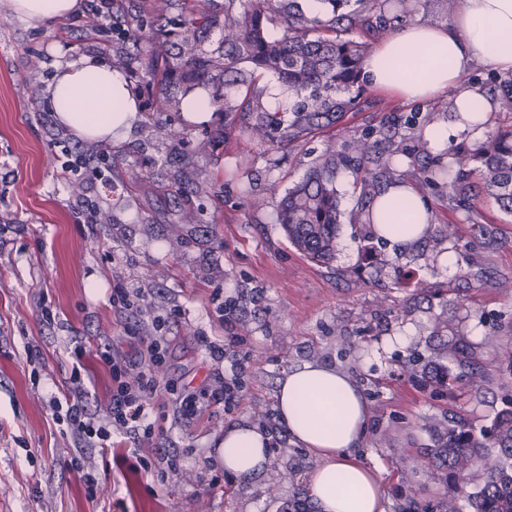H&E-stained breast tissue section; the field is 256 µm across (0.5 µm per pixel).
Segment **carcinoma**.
Segmentation results:
<instances>
[{"label":"carcinoma","mask_w":512,"mask_h":512,"mask_svg":"<svg viewBox=\"0 0 512 512\" xmlns=\"http://www.w3.org/2000/svg\"><path fill=\"white\" fill-rule=\"evenodd\" d=\"M432 0H320L323 15H309L299 0H128L112 14V48L122 57L131 96L145 111L161 116L183 109L187 97L209 91V104L224 113V127L199 147L214 152L231 138L238 117L250 116L249 130L260 145L273 147L337 126L361 103L359 82L368 41L340 36L358 30L374 36L400 24ZM216 47H206L212 35ZM270 74L286 91L282 106L262 107L257 80ZM495 101L512 112V77L497 80ZM448 164L431 155L424 133L407 154L390 152L375 168L361 166L375 156V142L362 135L351 152L326 151L305 177L284 193L278 223L293 247L313 262L332 260L337 247L339 166L356 174L366 201L353 221L373 225L374 238L387 241L389 224L373 223V200L393 180L403 158H423L415 192L442 185L448 169V201L463 207L471 180L500 210L512 214V132L490 133L469 152L446 151ZM440 464L469 485V512H512V408L498 412L481 432L459 417L445 420L440 446L416 464Z\"/></svg>","instance_id":"obj_1"}]
</instances>
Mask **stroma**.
<instances>
[{
    "label": "stroma",
    "mask_w": 512,
    "mask_h": 512,
    "mask_svg": "<svg viewBox=\"0 0 512 512\" xmlns=\"http://www.w3.org/2000/svg\"><path fill=\"white\" fill-rule=\"evenodd\" d=\"M0 512H314L307 481L316 456L285 433L276 409L278 383L308 361L336 366L368 399L366 437L356 451L381 476L387 512H445L460 497L444 470H413L430 455L445 418L488 424L512 406V365L496 347L512 340V215L488 198L474 221L448 208V190L427 191L434 222L455 224L448 243L429 235L414 248L381 245L350 216L361 206L352 169L339 168L341 224L336 256L319 265L300 255L278 222L280 192L299 181L324 153L394 118L403 147L429 125L453 123L452 98L424 103L365 86L358 111L341 127L277 151H263L244 128L221 155L195 154L197 141L224 122L211 113L196 123L171 112L178 140H158L152 115L113 143L81 139L61 125L47 100L58 59L91 54L108 64L112 23L90 28L87 10L49 24L14 16L0 0ZM102 167L106 181L73 184L59 161V142ZM251 188L240 197V185ZM91 197L101 220L87 223L76 206ZM456 257L455 266L442 258ZM142 295L151 315L169 321L173 344L163 375L205 386L210 363L198 339L243 337L250 369L244 399L233 411L217 405L191 422L171 406L154 409L163 432L153 447L179 453L171 471L151 474L134 457L101 461L102 490L88 498L61 453L67 444L46 405L70 386L71 339L82 340L84 401L110 403L109 369L95 356L113 346L133 355L123 323L137 315L112 305V291ZM233 319L219 321V303ZM55 314L47 321L43 310ZM484 374L474 388L462 377L456 350ZM241 423L264 432L268 459L251 482L223 477L211 486L208 465L225 428Z\"/></svg>",
    "instance_id": "obj_1"
}]
</instances>
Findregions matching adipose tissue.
<instances>
[{
  "instance_id": "adipose-tissue-1",
  "label": "adipose tissue",
  "mask_w": 512,
  "mask_h": 512,
  "mask_svg": "<svg viewBox=\"0 0 512 512\" xmlns=\"http://www.w3.org/2000/svg\"><path fill=\"white\" fill-rule=\"evenodd\" d=\"M9 2L20 19L40 22L75 15L80 5V0ZM413 49L427 52V64L394 68V61ZM479 61L512 72V0H459L450 25L421 22L399 28L371 51L364 70L374 87L411 102L455 88L452 108L468 117L474 131L490 106L482 92L462 85L461 78ZM49 103L59 123L90 141L111 140L136 114L122 76L93 55L57 63ZM399 206L414 211L419 223L434 219L421 196L403 183L378 203L377 219ZM277 407L289 434L318 459L308 480L317 512H386V489L377 472L350 454L364 438L368 407L346 374L328 364L304 363L280 380ZM268 451L267 436L241 424L225 430L215 455L226 473L247 482L261 471Z\"/></svg>"
}]
</instances>
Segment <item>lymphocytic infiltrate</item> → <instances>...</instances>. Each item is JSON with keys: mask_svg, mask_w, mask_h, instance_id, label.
<instances>
[{"mask_svg": "<svg viewBox=\"0 0 512 512\" xmlns=\"http://www.w3.org/2000/svg\"><path fill=\"white\" fill-rule=\"evenodd\" d=\"M151 325V331L140 336V347L133 356L119 358L106 349L98 353L112 377L106 419H96L90 413L81 391L84 380L77 369L71 375L76 391L61 397L54 395L48 400L52 417L62 434L78 442L77 447L67 451L68 466L79 475L88 497H95L99 486L97 459L111 451L115 437L130 442L131 453L138 459L141 469L151 472L155 451L149 442L157 428L151 414L158 396H167L181 416L194 420L211 406L221 405L229 410L243 399V376L250 363L249 356L237 359L232 374L224 372V357L232 345L238 344V337L224 340L200 337L199 345L208 354L212 369L206 388L192 392L164 383L156 376L154 369L165 362L172 339L164 334V318L153 317Z\"/></svg>", "mask_w": 512, "mask_h": 512, "instance_id": "1", "label": "lymphocytic infiltrate"}]
</instances>
